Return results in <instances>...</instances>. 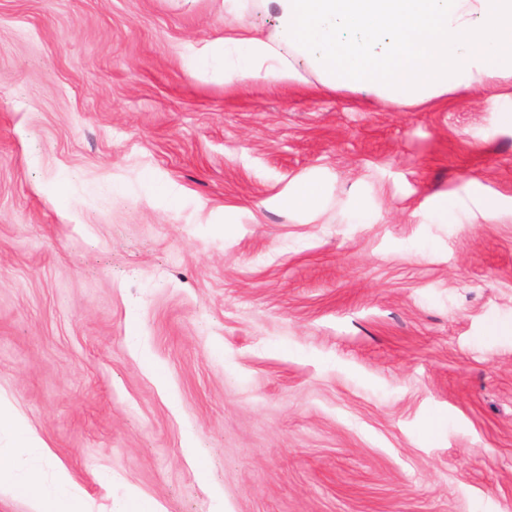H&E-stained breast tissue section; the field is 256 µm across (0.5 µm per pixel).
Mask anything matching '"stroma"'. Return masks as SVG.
<instances>
[{
  "mask_svg": "<svg viewBox=\"0 0 512 512\" xmlns=\"http://www.w3.org/2000/svg\"><path fill=\"white\" fill-rule=\"evenodd\" d=\"M274 22L0 0V398L89 512H512V112L196 70Z\"/></svg>",
  "mask_w": 512,
  "mask_h": 512,
  "instance_id": "1",
  "label": "stroma"
}]
</instances>
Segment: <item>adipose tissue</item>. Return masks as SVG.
Instances as JSON below:
<instances>
[{"instance_id": "ef3b65f1", "label": "adipose tissue", "mask_w": 512, "mask_h": 512, "mask_svg": "<svg viewBox=\"0 0 512 512\" xmlns=\"http://www.w3.org/2000/svg\"><path fill=\"white\" fill-rule=\"evenodd\" d=\"M277 25L225 36L238 79H300L313 70L323 88L351 90L418 107L479 85L492 108L512 109V0H262ZM15 439L0 456V484L28 498L33 512H87L68 468L0 400V431ZM60 490L44 496L39 468Z\"/></svg>"}]
</instances>
